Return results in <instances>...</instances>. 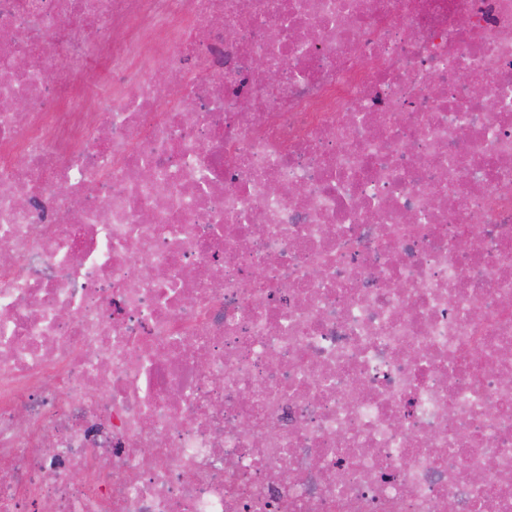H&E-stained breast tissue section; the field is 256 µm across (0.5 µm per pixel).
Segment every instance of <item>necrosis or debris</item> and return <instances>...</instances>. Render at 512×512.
<instances>
[{"label": "necrosis or debris", "mask_w": 512, "mask_h": 512, "mask_svg": "<svg viewBox=\"0 0 512 512\" xmlns=\"http://www.w3.org/2000/svg\"><path fill=\"white\" fill-rule=\"evenodd\" d=\"M3 34L0 512H512V0Z\"/></svg>", "instance_id": "necrosis-or-debris-1"}]
</instances>
